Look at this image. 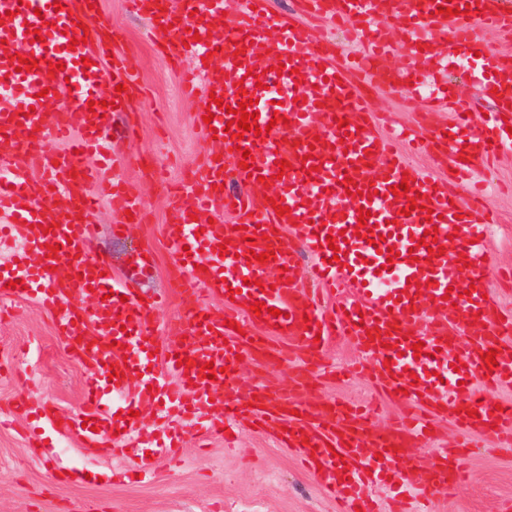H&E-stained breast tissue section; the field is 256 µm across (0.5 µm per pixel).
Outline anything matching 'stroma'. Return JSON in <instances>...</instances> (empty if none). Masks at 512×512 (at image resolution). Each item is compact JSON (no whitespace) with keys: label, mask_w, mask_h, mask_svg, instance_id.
<instances>
[{"label":"stroma","mask_w":512,"mask_h":512,"mask_svg":"<svg viewBox=\"0 0 512 512\" xmlns=\"http://www.w3.org/2000/svg\"><path fill=\"white\" fill-rule=\"evenodd\" d=\"M104 17L118 29L132 48L131 65L142 78L143 96L132 118L119 117L113 124L114 144L123 160L117 168L147 209V221L130 225L128 232L113 236L115 216L108 206L94 215V251L104 252L115 273L132 281L135 288L153 294L166 291V269L172 260L160 240L159 226L167 217L165 188L179 180L183 164L218 151L219 143L203 140L193 116L204 107L203 98L183 99L177 73L157 59L153 43L145 39L147 22L130 14L124 0H102ZM405 83L386 84L373 79L366 93L370 118L377 134H385L383 115L396 122L415 125L418 117L406 111ZM480 178L493 186L486 207L496 219L487 234V250L493 263L512 268V149L503 150ZM155 249V264L142 268L133 258L145 245ZM0 512H84L94 503L96 512H334L310 473L299 468L288 450L278 445L273 428L241 423L234 448L222 438L209 447L196 446L195 426L183 430L185 453L181 462L157 459L145 477L129 476L115 483L111 470L125 461L111 449L86 444L45 425L46 444L29 447L20 430L30 420V410L48 411L59 418L82 410L86 370L58 339L50 314L26 296L0 302ZM224 308L217 297L170 294L155 313L157 333L171 330L199 305ZM354 346L345 338L332 340L326 350V369L310 374L306 394L317 401L376 403L379 424L396 418L401 405L376 391L372 382L358 374L338 378L336 368L357 359ZM242 377L263 385H289L300 372L298 361L240 362ZM28 407L20 409L18 396ZM467 460L468 479L454 496H438L434 512H505L512 506V457L496 450L490 435H471ZM104 473L101 482L84 481V474Z\"/></svg>","instance_id":"obj_1"}]
</instances>
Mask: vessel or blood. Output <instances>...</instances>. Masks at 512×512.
Masks as SVG:
<instances>
[{
	"label": "vessel or blood",
	"instance_id": "obj_1",
	"mask_svg": "<svg viewBox=\"0 0 512 512\" xmlns=\"http://www.w3.org/2000/svg\"><path fill=\"white\" fill-rule=\"evenodd\" d=\"M90 2L0 0V40L12 47L0 54V84L12 90L11 104L0 106V215L7 218L0 246L11 245L16 259L13 270H0V295L33 297L90 372L82 415L62 419L61 431L113 444L147 473L153 457L139 451L144 432L135 416L143 408L164 404L163 425L195 423L204 441L244 419L271 423L338 512H375L377 486L393 487L392 512H431L438 494H452L467 476L463 448H441L419 462L425 476L416 486L399 468L432 439L435 417L495 436L511 456L512 405L496 410L486 392L512 385V315H502L489 294L494 268L483 236L490 218L457 198L461 181L512 146V55L493 52L483 37L493 29L512 39L504 0H304L307 17L358 37L353 58L332 40L313 41L304 24L274 14L267 0H236L231 11L225 0H127L133 13L150 17L146 37L164 65L196 58L181 70L183 96L211 92L223 100L211 106V123L199 116L194 123L224 150L188 168L161 239L174 257L169 283L181 294L225 298V313L198 307L164 346L153 326L159 297L140 298L111 275L106 255L88 250L98 198L118 217L113 234L126 231L125 214L147 219L140 199L112 175L120 162L112 117L130 110L140 83L126 49L99 40L104 24ZM449 2L462 14L440 13ZM164 15L170 28L161 26ZM391 28L400 41L389 39ZM188 29L199 41L185 43ZM399 45L414 77L411 97L453 115L446 128L424 127L411 140L449 164L447 177L412 170L367 117L362 88L379 75L395 81L378 64ZM25 59L34 61L32 71H21ZM58 61L63 70L50 73ZM462 61L493 94L495 109L480 122L445 89L449 67ZM241 102L258 113L261 134L226 132V109ZM276 113L286 123L272 124ZM52 138L63 149H51ZM32 167L37 177H29ZM404 180L418 195L406 216V197L391 193ZM227 181L238 191L223 190ZM59 196L66 211L51 206ZM277 203L290 214L278 216ZM217 209L229 222L211 221ZM363 209L371 216L362 225ZM433 225L439 253L420 244ZM371 233L376 243L367 242ZM51 245L59 248L53 259ZM255 252L270 258L252 260ZM88 298L93 308L84 307ZM258 301L266 311H253ZM335 336L349 337L377 387L402 402L391 426L375 429L365 408L308 400L303 384L283 393L239 374L238 356L284 360L292 350L303 373L315 372ZM131 341L160 360L148 379H137L138 362L125 354ZM492 350L490 367L482 355ZM208 362L218 370L212 380L201 370Z\"/></svg>",
	"mask_w": 512,
	"mask_h": 512
}]
</instances>
